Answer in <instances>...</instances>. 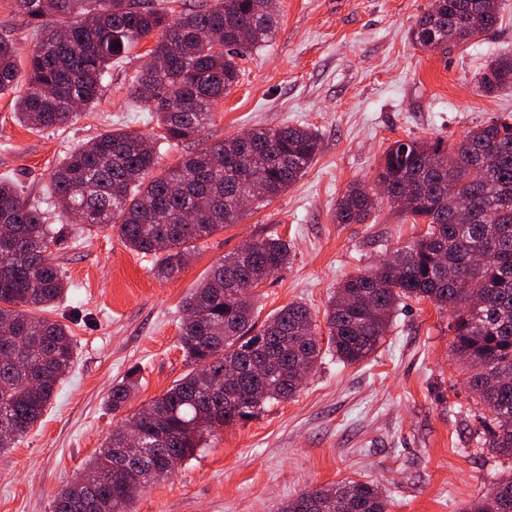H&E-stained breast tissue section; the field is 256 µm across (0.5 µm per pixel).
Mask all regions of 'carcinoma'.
<instances>
[{
	"label": "carcinoma",
	"mask_w": 512,
	"mask_h": 512,
	"mask_svg": "<svg viewBox=\"0 0 512 512\" xmlns=\"http://www.w3.org/2000/svg\"><path fill=\"white\" fill-rule=\"evenodd\" d=\"M167 2L15 0L38 35L15 103L17 120L30 128L72 122L99 100L112 61L158 34L128 98L152 112L160 134L111 130L73 148L50 177L49 199L75 224L117 230L125 247L154 258L164 280L182 270L197 241L242 217L239 199L253 183L261 187L254 201L274 200L321 147L308 128H255L158 169L163 144L202 142L214 106L239 81L237 59L271 39L280 18L278 0H213L176 15ZM500 21L498 0H430L411 39L446 55ZM18 72L14 42L0 35V93L13 89ZM480 84L487 94L512 88V55L492 60ZM376 181L389 183L390 206L427 228L392 259L343 282L325 312L327 340L314 334L313 316L299 303L256 323L250 291L288 265L286 242L264 239L224 257L183 302L179 344L191 369L109 434L56 494L51 512H132L136 494L172 475L165 459L184 462L204 434L292 398L302 383L294 366L312 371L322 343L343 363L367 357L403 300L451 309V352L470 369L466 384L485 409L476 445L512 458V124L498 117L452 143L395 141ZM375 206L373 190L355 181L334 219L363 224ZM57 242L44 211L0 178V450L42 419L74 363L69 327L46 316L66 292L50 252ZM477 254L485 261L473 265ZM228 366L238 372L230 398ZM138 387L132 369L112 386V410ZM133 430L135 446L127 438ZM280 512H387V500L369 482L348 481L304 492ZM468 512H512V478Z\"/></svg>",
	"instance_id": "1"
}]
</instances>
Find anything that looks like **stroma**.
<instances>
[{
  "label": "stroma",
  "instance_id": "obj_1",
  "mask_svg": "<svg viewBox=\"0 0 512 512\" xmlns=\"http://www.w3.org/2000/svg\"><path fill=\"white\" fill-rule=\"evenodd\" d=\"M428 3L279 0L275 35L240 59V80L215 106L204 137L307 127L318 132L320 151L277 199L198 241L169 280L116 232L66 223L46 204L50 175L70 149L112 129L157 133L151 112L127 99L154 38L113 66L95 107L57 129L16 120L28 77L20 69L15 90L0 94V176L61 230L52 257L69 290L50 317L69 326L76 361L40 422L0 452V512H50L112 430L188 371L178 342L182 302L244 242L279 237L291 250L289 264L253 290L261 317L301 303L323 337L324 311L341 283L421 232L384 200L364 224L336 223L333 213L350 183L374 186L393 141L453 142L490 118L512 117V89L487 95L478 85L492 59L512 54V0H499L495 30L446 56L410 38ZM1 34L27 60L36 35L15 0H0ZM450 321L426 301L400 306L369 356L346 365L325 355L292 399L204 436L173 476L138 494L134 512H278L306 490L352 480L378 485L389 512H466L512 477V460L471 439L478 408L450 350ZM134 367L139 389L112 411L107 396Z\"/></svg>",
  "mask_w": 512,
  "mask_h": 512
}]
</instances>
